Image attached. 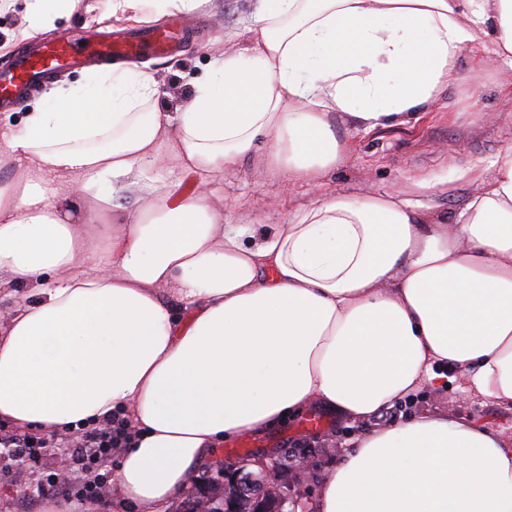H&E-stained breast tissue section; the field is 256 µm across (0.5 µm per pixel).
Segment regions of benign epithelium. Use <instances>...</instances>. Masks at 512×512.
<instances>
[{"mask_svg":"<svg viewBox=\"0 0 512 512\" xmlns=\"http://www.w3.org/2000/svg\"><path fill=\"white\" fill-rule=\"evenodd\" d=\"M213 469L224 481V489H233L229 496L214 489L211 472L194 476L183 493L188 512H242L246 502L257 506L256 512H298L288 483L279 478L283 471V451L267 457L251 452L231 463L218 461Z\"/></svg>","mask_w":512,"mask_h":512,"instance_id":"obj_1","label":"benign epithelium"}]
</instances>
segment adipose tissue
Segmentation results:
<instances>
[{
    "instance_id": "1",
    "label": "adipose tissue",
    "mask_w": 512,
    "mask_h": 512,
    "mask_svg": "<svg viewBox=\"0 0 512 512\" xmlns=\"http://www.w3.org/2000/svg\"><path fill=\"white\" fill-rule=\"evenodd\" d=\"M207 0H108L142 21ZM238 50L179 111L153 71L52 85L0 184V420L47 435L121 417L114 496L164 512L224 442L322 404L367 420L425 384L512 408V148L455 218L401 192L339 193L260 232L210 189L261 158L311 183L341 127L418 120L487 41L512 61V0H256ZM173 174L145 182L147 170ZM197 187L185 196L176 178ZM138 191L129 212L119 192ZM312 512H512V447L421 415L357 437Z\"/></svg>"
}]
</instances>
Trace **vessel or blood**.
Wrapping results in <instances>:
<instances>
[{"label":"vessel or blood","mask_w":512,"mask_h":512,"mask_svg":"<svg viewBox=\"0 0 512 512\" xmlns=\"http://www.w3.org/2000/svg\"><path fill=\"white\" fill-rule=\"evenodd\" d=\"M183 32L149 28L138 34L115 32L66 41L42 40L31 49L0 64V106L17 104L20 89L32 85L44 74L84 64L86 60L137 59L170 54Z\"/></svg>","instance_id":"1"}]
</instances>
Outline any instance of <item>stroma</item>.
Listing matches in <instances>:
<instances>
[{
    "mask_svg": "<svg viewBox=\"0 0 512 512\" xmlns=\"http://www.w3.org/2000/svg\"><path fill=\"white\" fill-rule=\"evenodd\" d=\"M254 8L255 0H212L207 9L158 19L161 27L178 22L189 28L176 54L136 61L137 66L149 67L157 75L160 86L154 105L159 111H178L192 94L195 81L218 67L220 54L214 41L225 32L242 30ZM126 27V22L108 17L107 0H77L74 9L58 20L48 35L69 38ZM460 70L461 82L450 87L433 110L418 121L374 130L344 129L352 151L318 183L290 189L283 173L260 171L249 161L227 170L223 179L212 185L216 196L224 200L227 223H240L246 215L257 224H285L312 200L339 192L398 190L415 203L430 202L448 213H459L478 186L477 179H460V172L477 165L482 175H489L491 162L512 147V84L506 82L505 66L495 58L491 44H475L462 59ZM447 180L452 181V189L431 196L430 184ZM425 414L481 425L498 434L504 443L512 442L511 409L464 395L452 386L425 385L407 400L388 407L386 416L352 421L317 405L261 433L226 442L218 456L228 460L246 451L260 454L274 448L312 454L316 466L310 476L293 469L285 475L301 506L306 507L318 497L323 482L358 436L384 426L389 419L399 423ZM32 438L35 446L24 461L0 450V512H38L39 503L50 497L76 501L82 506L81 512H108L116 458L93 466V474L105 484L94 500H87L78 485L47 491L43 485L57 470L59 452L44 446V434L36 432Z\"/></svg>",
    "mask_w": 512,
    "mask_h": 512,
    "instance_id": "35a3bbf8",
    "label": "stroma"
}]
</instances>
